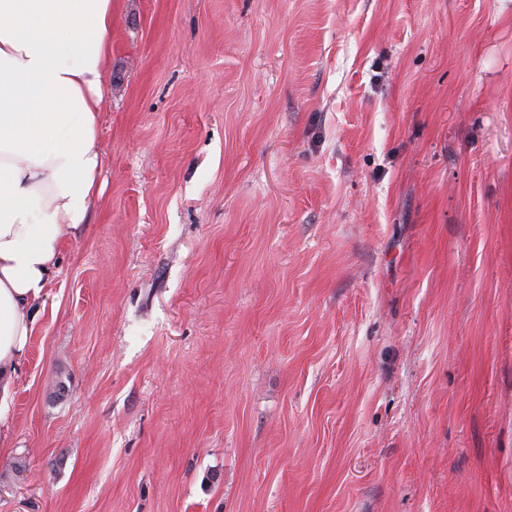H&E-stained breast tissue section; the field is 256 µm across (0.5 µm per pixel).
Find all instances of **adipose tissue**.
Here are the masks:
<instances>
[{"label": "adipose tissue", "mask_w": 512, "mask_h": 512, "mask_svg": "<svg viewBox=\"0 0 512 512\" xmlns=\"http://www.w3.org/2000/svg\"><path fill=\"white\" fill-rule=\"evenodd\" d=\"M112 0H0V395L34 332L65 234L102 192Z\"/></svg>", "instance_id": "adipose-tissue-1"}]
</instances>
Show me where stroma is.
Masks as SVG:
<instances>
[{"label": "stroma", "mask_w": 512, "mask_h": 512, "mask_svg": "<svg viewBox=\"0 0 512 512\" xmlns=\"http://www.w3.org/2000/svg\"><path fill=\"white\" fill-rule=\"evenodd\" d=\"M105 82L0 512H512V0H113Z\"/></svg>", "instance_id": "stroma-1"}]
</instances>
